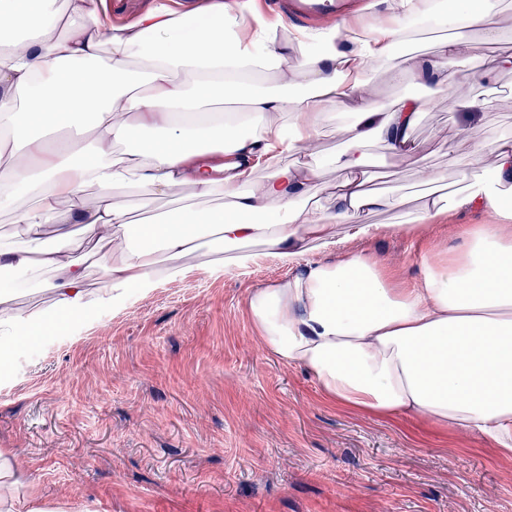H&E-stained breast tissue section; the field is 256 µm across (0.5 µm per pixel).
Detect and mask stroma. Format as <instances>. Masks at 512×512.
I'll return each instance as SVG.
<instances>
[{
	"mask_svg": "<svg viewBox=\"0 0 512 512\" xmlns=\"http://www.w3.org/2000/svg\"><path fill=\"white\" fill-rule=\"evenodd\" d=\"M456 70L495 106L473 121L443 100L420 117L414 136L446 177V214L428 241L402 230L431 188L424 173L371 142L370 189L406 203L368 220L399 230L364 238L337 225L338 256L381 259L409 283L426 252L454 251L467 225L494 223L488 211L455 207L453 195L460 180L492 173L490 164L468 165L473 150L512 135V72L487 83L470 80L466 61ZM115 195L134 206L130 190ZM220 201L188 187L151 211L134 206L132 219ZM256 254L232 268L192 258L179 277L115 293L101 287L96 255L77 247L91 292L83 314L59 320L51 296L35 287L15 296L22 310L46 311L49 328L11 345L0 365V448L18 460L37 502L51 512H512V457L324 405L309 370L272 358L244 304L300 267L261 247Z\"/></svg>",
	"mask_w": 512,
	"mask_h": 512,
	"instance_id": "stroma-1",
	"label": "stroma"
}]
</instances>
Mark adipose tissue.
<instances>
[{
	"label": "adipose tissue",
	"instance_id": "obj_1",
	"mask_svg": "<svg viewBox=\"0 0 512 512\" xmlns=\"http://www.w3.org/2000/svg\"><path fill=\"white\" fill-rule=\"evenodd\" d=\"M382 2L369 26L350 16L315 32L291 28L253 0H219L204 14L158 0L121 27L93 0H68L64 12L56 0H0V127L11 129L0 136V186L11 188L0 208L17 228L13 243H0V270L10 274L0 281V327L29 338L41 331L35 315L12 304L35 266L49 273L56 313L86 310L87 272L68 248L75 224L105 247L102 283L116 290L178 277L207 237L225 265L242 266L254 260L255 242L289 263L305 261L313 245L333 249L340 223L368 238L396 232L366 220L395 203L367 186V141L409 157L440 186L411 139L419 115L436 94L452 110L490 111L493 100L461 91L454 65L466 59L473 77L490 81L512 71V52L485 53L458 34L421 57L405 49L408 20L424 16L444 29L458 18L425 12L422 0ZM135 57L145 67L131 68ZM393 57L399 77L429 94L383 109L370 75ZM255 71L272 73L273 84H254ZM226 96L241 98L248 122H183ZM335 109L353 120L340 149L320 159L318 140ZM118 143L130 144L126 156H116ZM487 154L492 180L464 185L457 204L512 217V140L479 146L470 164ZM325 165L344 174L333 207L308 209ZM126 186L145 209L188 187L224 202L136 226L112 199ZM500 230L473 225L455 252L424 256L410 287L364 256L305 262L303 272L251 292L252 331L279 362L311 371L331 406L405 420L426 436L476 438L512 457V237ZM20 473L0 452V512H43L20 493Z\"/></svg>",
	"mask_w": 512,
	"mask_h": 512
}]
</instances>
